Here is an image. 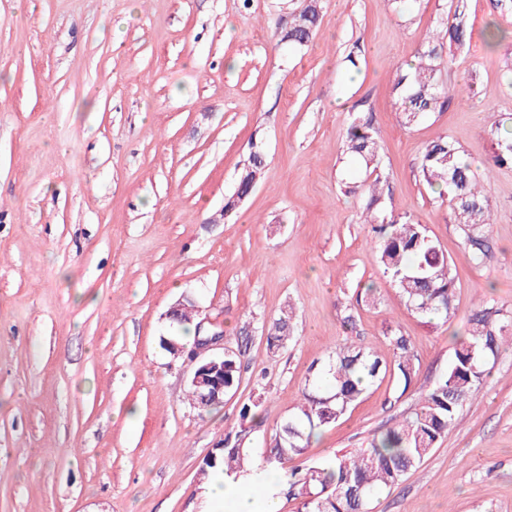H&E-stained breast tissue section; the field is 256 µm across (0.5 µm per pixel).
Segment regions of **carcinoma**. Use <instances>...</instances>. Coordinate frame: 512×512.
I'll return each instance as SVG.
<instances>
[{
    "instance_id": "cac0c4a2",
    "label": "carcinoma",
    "mask_w": 512,
    "mask_h": 512,
    "mask_svg": "<svg viewBox=\"0 0 512 512\" xmlns=\"http://www.w3.org/2000/svg\"><path fill=\"white\" fill-rule=\"evenodd\" d=\"M466 8L467 0H456L455 23L441 24L417 52L416 60L393 70L391 92L401 126L408 128L428 113L446 110L456 97L443 76L454 64L455 51L471 38L464 21ZM322 17V0H289L288 24L277 32L279 42L292 49L309 45ZM491 135L496 145L494 165L512 164L509 118L493 122ZM380 149L371 120L355 117L347 132L345 151L365 171L374 173L379 168ZM265 163L263 145L253 143L238 173L237 189L225 201L224 215L251 194ZM419 174L437 198L448 202V221L463 233L469 260L482 264L483 234L494 220L485 188L471 163L444 136L425 146ZM381 185L377 176L363 180L359 188L368 197L364 223L372 225L383 273L420 317L446 322L456 315L455 281L448 257L412 213L396 214L386 209ZM293 320V308L288 304L278 317L263 323L270 349H283L292 340ZM171 322L187 332L197 329L194 305L174 312ZM388 340L392 347L389 361L371 347L352 341L330 350L318 370L305 378L303 403L280 424L261 466H255L248 449L233 443L227 433L224 448L215 450V460L205 463L203 474L220 470L244 482H257L265 473L276 471L280 481L269 491L276 497L301 500L302 512H371L374 499L420 465L445 433L457 425L465 401L483 384L489 360L504 345L512 346V311L492 305L472 309L467 340L455 350L448 371L422 397L411 416L373 438L367 447L336 453L301 468H287L288 461L302 456L322 428L341 418L382 376L391 373L403 386H409L416 373L411 338L399 334ZM241 368V353L224 349V392L237 387Z\"/></svg>"
}]
</instances>
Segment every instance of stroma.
Here are the masks:
<instances>
[{
    "instance_id": "1",
    "label": "stroma",
    "mask_w": 512,
    "mask_h": 512,
    "mask_svg": "<svg viewBox=\"0 0 512 512\" xmlns=\"http://www.w3.org/2000/svg\"><path fill=\"white\" fill-rule=\"evenodd\" d=\"M287 13L288 0H0V512H213L201 470L243 405L264 415L238 441L259 460L331 347L387 357L389 333L410 336L411 385L385 377L303 459L367 447L447 372L471 309L512 310V165L492 167L490 133L512 114V39L483 43L512 14L468 0L471 41L446 81L476 94L406 129L392 71L452 19L450 0H326L302 50L277 40ZM360 113L381 140L386 204L452 263L448 322L414 313L382 272L367 197L348 190L365 177L343 151ZM442 136L487 178L496 222L478 266L418 173ZM254 141L262 175L216 223ZM369 283L375 302H357ZM182 298L243 353L237 389L209 412L188 403L191 362L160 346ZM288 303L295 337L270 351L262 323ZM487 369L460 424L373 512H512V347Z\"/></svg>"
}]
</instances>
